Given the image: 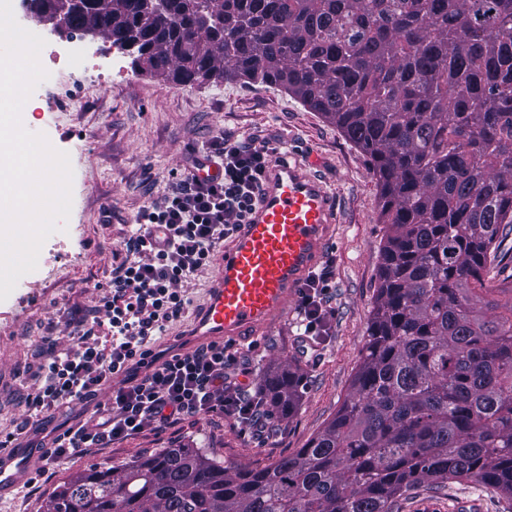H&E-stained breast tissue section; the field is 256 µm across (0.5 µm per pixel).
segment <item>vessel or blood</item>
<instances>
[{
	"instance_id": "b4317fda",
	"label": "vessel or blood",
	"mask_w": 512,
	"mask_h": 512,
	"mask_svg": "<svg viewBox=\"0 0 512 512\" xmlns=\"http://www.w3.org/2000/svg\"><path fill=\"white\" fill-rule=\"evenodd\" d=\"M334 197L297 161L268 164L245 224L225 245L202 306L191 318L197 343L239 340L280 320L294 291L322 256ZM34 460L27 449L0 451V486L16 485Z\"/></svg>"
}]
</instances>
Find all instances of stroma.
I'll list each match as a JSON object with an SVG mask.
<instances>
[{
	"mask_svg": "<svg viewBox=\"0 0 512 512\" xmlns=\"http://www.w3.org/2000/svg\"><path fill=\"white\" fill-rule=\"evenodd\" d=\"M40 62L49 77L23 106V125L39 130L65 152L76 200L69 223L43 243L36 271L22 276L0 301V438L14 447L38 443L27 394L44 379L39 351L46 341L71 342L69 325L97 304L112 277L113 256L138 209L160 197L189 151L227 132L241 141L279 140L285 152L325 181L335 198L334 222L319 261L332 272L325 336L309 340L300 330L299 298L284 317L236 344L251 392H261L270 373L297 369L302 386L294 411L282 421L243 430L217 414L161 432L146 431L114 444L104 454L79 455L38 493L25 484L0 488V512H46L58 487L101 466L130 463L166 448H201L238 466H264L296 454L336 415L346 400L365 345L378 286L385 234L379 189L367 157L334 124L284 90L240 81L181 86L134 70L128 53L115 51L120 69L107 77L87 65L55 60L69 46L52 23ZM64 113L61 122L50 115ZM398 512H512L493 492L452 482L441 490L422 485L407 492Z\"/></svg>",
	"mask_w": 512,
	"mask_h": 512,
	"instance_id": "stroma-1",
	"label": "stroma"
}]
</instances>
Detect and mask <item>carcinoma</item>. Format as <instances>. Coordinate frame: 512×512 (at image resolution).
<instances>
[{
    "mask_svg": "<svg viewBox=\"0 0 512 512\" xmlns=\"http://www.w3.org/2000/svg\"><path fill=\"white\" fill-rule=\"evenodd\" d=\"M179 85L284 89L370 158L385 237L336 416L262 468L168 448L60 486L49 512H392L415 485L512 502V0H85L57 18ZM264 394L286 417L294 375Z\"/></svg>",
    "mask_w": 512,
    "mask_h": 512,
    "instance_id": "obj_1",
    "label": "carcinoma"
}]
</instances>
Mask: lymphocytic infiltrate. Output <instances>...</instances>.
<instances>
[{"mask_svg":"<svg viewBox=\"0 0 512 512\" xmlns=\"http://www.w3.org/2000/svg\"><path fill=\"white\" fill-rule=\"evenodd\" d=\"M279 151L267 141L246 143L217 134L190 154L170 193L135 216L127 255L113 268L97 308L77 323L68 349H46L45 384L28 398L29 411L47 419L65 404L91 402L95 408L41 449L29 488L38 489L75 455L102 452L148 430L209 414L245 425L261 419L260 398L231 378L238 365L231 345L211 342L158 356L151 341L188 312L191 300L181 284L210 266L216 245L244 224L266 167ZM212 165L220 168V177L208 175ZM331 278L329 268L310 271L300 289L305 335L326 330ZM105 389L111 393L108 403L95 404Z\"/></svg>","mask_w":512,"mask_h":512,"instance_id":"f902f5d3","label":"lymphocytic infiltrate"}]
</instances>
